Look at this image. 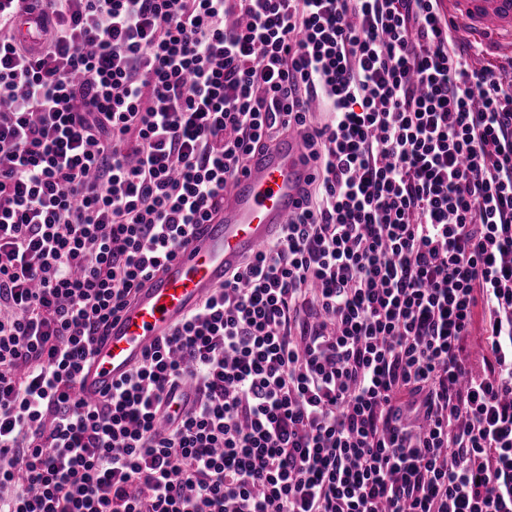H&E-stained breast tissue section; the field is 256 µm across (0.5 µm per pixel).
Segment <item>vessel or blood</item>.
Segmentation results:
<instances>
[{
  "instance_id": "vessel-or-blood-1",
  "label": "vessel or blood",
  "mask_w": 512,
  "mask_h": 512,
  "mask_svg": "<svg viewBox=\"0 0 512 512\" xmlns=\"http://www.w3.org/2000/svg\"><path fill=\"white\" fill-rule=\"evenodd\" d=\"M448 12L492 48L512 52V0H448ZM45 21L38 10L22 14L17 34L38 51ZM314 174L296 136L276 142L234 179L218 218L200 225L178 255L138 288L95 343L77 391L88 400L111 393L144 354L170 335L228 272L273 239L298 210Z\"/></svg>"
}]
</instances>
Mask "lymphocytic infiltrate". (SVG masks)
Wrapping results in <instances>:
<instances>
[{
    "mask_svg": "<svg viewBox=\"0 0 512 512\" xmlns=\"http://www.w3.org/2000/svg\"><path fill=\"white\" fill-rule=\"evenodd\" d=\"M37 6L34 53L0 0V512H512V71L442 0ZM291 133L280 235L79 397Z\"/></svg>",
    "mask_w": 512,
    "mask_h": 512,
    "instance_id": "obj_1",
    "label": "lymphocytic infiltrate"
}]
</instances>
